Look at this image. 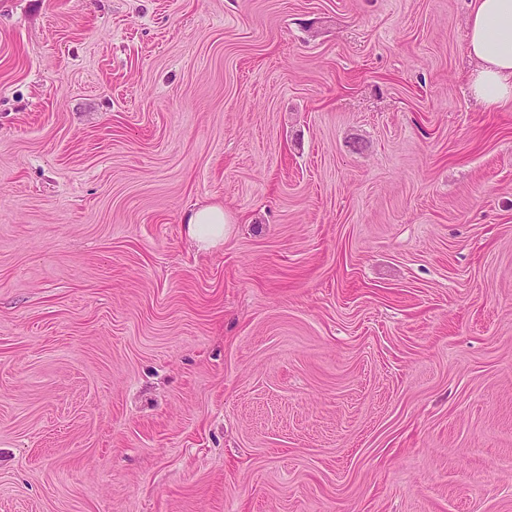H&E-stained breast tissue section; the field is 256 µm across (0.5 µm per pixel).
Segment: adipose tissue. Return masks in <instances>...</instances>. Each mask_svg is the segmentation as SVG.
Masks as SVG:
<instances>
[{"label":"adipose tissue","instance_id":"ef3b65f1","mask_svg":"<svg viewBox=\"0 0 512 512\" xmlns=\"http://www.w3.org/2000/svg\"><path fill=\"white\" fill-rule=\"evenodd\" d=\"M467 51L479 62L471 80L473 96L486 107L512 101V0H471ZM187 235L199 248L223 244L227 218L219 204L192 210Z\"/></svg>","mask_w":512,"mask_h":512}]
</instances>
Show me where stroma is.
Returning a JSON list of instances; mask_svg holds the SVG:
<instances>
[{"label":"stroma","instance_id":"1","mask_svg":"<svg viewBox=\"0 0 512 512\" xmlns=\"http://www.w3.org/2000/svg\"><path fill=\"white\" fill-rule=\"evenodd\" d=\"M468 3L0 0V512H512ZM187 236L200 249H210L224 243L225 227L228 221L224 207L208 204L192 210L185 218Z\"/></svg>","mask_w":512,"mask_h":512}]
</instances>
